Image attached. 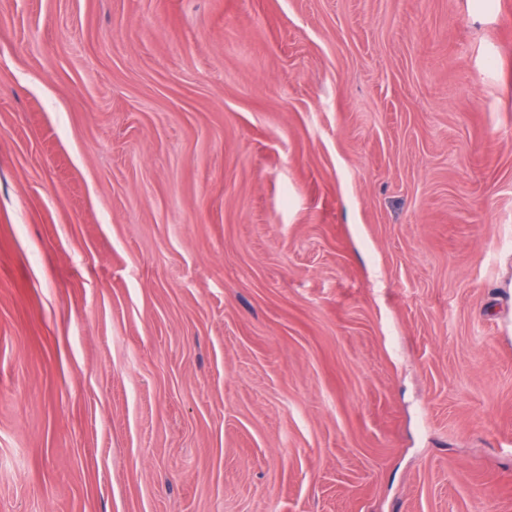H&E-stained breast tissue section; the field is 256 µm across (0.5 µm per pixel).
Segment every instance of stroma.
<instances>
[{
    "instance_id": "1",
    "label": "stroma",
    "mask_w": 512,
    "mask_h": 512,
    "mask_svg": "<svg viewBox=\"0 0 512 512\" xmlns=\"http://www.w3.org/2000/svg\"><path fill=\"white\" fill-rule=\"evenodd\" d=\"M0 512H512V0H0Z\"/></svg>"
}]
</instances>
